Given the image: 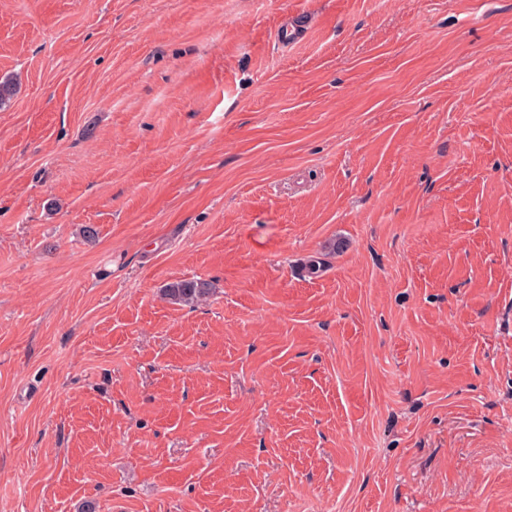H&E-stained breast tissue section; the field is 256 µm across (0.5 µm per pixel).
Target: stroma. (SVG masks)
<instances>
[{"label": "stroma", "mask_w": 512, "mask_h": 512, "mask_svg": "<svg viewBox=\"0 0 512 512\" xmlns=\"http://www.w3.org/2000/svg\"><path fill=\"white\" fill-rule=\"evenodd\" d=\"M0 81V512H512V0H0ZM212 293L211 282L205 279L179 280L162 289L164 299L175 304L198 303Z\"/></svg>", "instance_id": "1"}]
</instances>
